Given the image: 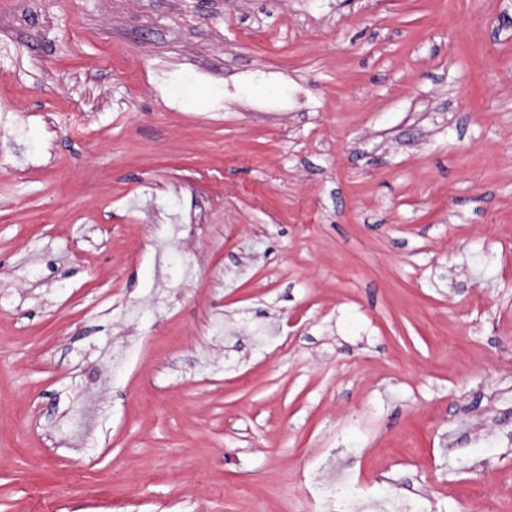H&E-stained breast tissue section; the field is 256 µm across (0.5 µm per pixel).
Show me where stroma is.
Segmentation results:
<instances>
[{
    "instance_id": "obj_1",
    "label": "stroma",
    "mask_w": 512,
    "mask_h": 512,
    "mask_svg": "<svg viewBox=\"0 0 512 512\" xmlns=\"http://www.w3.org/2000/svg\"><path fill=\"white\" fill-rule=\"evenodd\" d=\"M512 512V0H0V512Z\"/></svg>"
}]
</instances>
